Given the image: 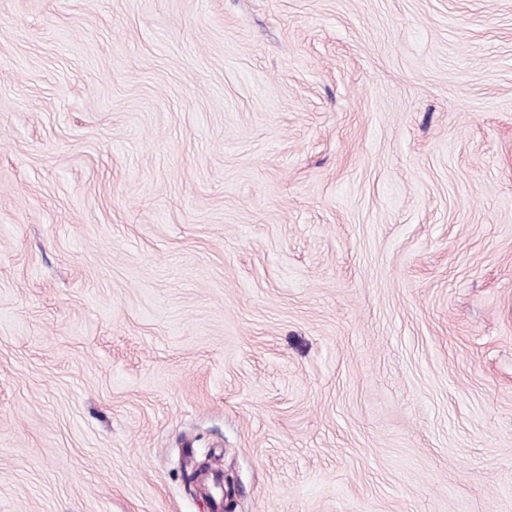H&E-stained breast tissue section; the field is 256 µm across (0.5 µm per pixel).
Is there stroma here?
Segmentation results:
<instances>
[{
    "mask_svg": "<svg viewBox=\"0 0 512 512\" xmlns=\"http://www.w3.org/2000/svg\"><path fill=\"white\" fill-rule=\"evenodd\" d=\"M512 512V0H0V512Z\"/></svg>",
    "mask_w": 512,
    "mask_h": 512,
    "instance_id": "obj_1",
    "label": "stroma"
}]
</instances>
